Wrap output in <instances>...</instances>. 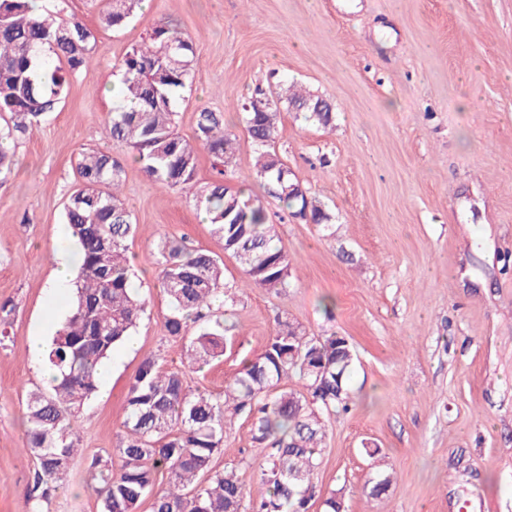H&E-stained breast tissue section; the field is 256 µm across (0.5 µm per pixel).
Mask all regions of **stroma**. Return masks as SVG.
Here are the masks:
<instances>
[{
    "label": "stroma",
    "mask_w": 512,
    "mask_h": 512,
    "mask_svg": "<svg viewBox=\"0 0 512 512\" xmlns=\"http://www.w3.org/2000/svg\"><path fill=\"white\" fill-rule=\"evenodd\" d=\"M48 7L81 20L95 42L92 64L71 78L59 110L17 142V165L0 182V303L15 307L0 342V512H30L35 463L23 451L24 416L42 381L28 344L53 334L71 307L68 295L49 303L50 251L78 159L97 149L123 166L121 198L136 226L131 280L146 311L134 348L112 355L109 389L75 420L82 454L50 512H101L88 463L115 454L141 361L180 366L186 342L165 330L169 302L151 262L165 235L222 255L235 295L215 311L233 326L226 352L188 374L190 388L223 393L280 316L353 346L351 406L325 418L309 512H323L333 495L345 512H512V0H149L118 29L101 25L98 0ZM166 21L194 47L178 133L193 138L208 109L223 113L239 144L221 173L200 151L196 185L220 175L264 198L291 263L287 291L244 287L192 194L155 184L106 131L115 65ZM284 81L336 106L329 130L283 113L274 143L324 203L328 230L267 197L254 171L241 106ZM263 462L249 419L238 417L215 468H236L255 501L266 493ZM387 473L385 494L372 498Z\"/></svg>",
    "instance_id": "35a3bbf8"
}]
</instances>
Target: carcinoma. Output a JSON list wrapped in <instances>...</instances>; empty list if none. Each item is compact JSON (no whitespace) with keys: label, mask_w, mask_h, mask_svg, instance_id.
<instances>
[{"label":"carcinoma","mask_w":512,"mask_h":512,"mask_svg":"<svg viewBox=\"0 0 512 512\" xmlns=\"http://www.w3.org/2000/svg\"><path fill=\"white\" fill-rule=\"evenodd\" d=\"M101 2L100 23L112 28L123 26L140 4ZM94 41V31L78 20L59 22L48 12L35 16L28 0H0V181L12 171L18 139L57 110L69 77L90 65ZM147 41L116 65L122 102L108 114L109 136L133 148L145 174L171 191L193 189L199 149H206L221 167V178L195 191L196 206L249 284L288 288V255L275 242L266 208L245 190L224 185V167L237 151L236 135L224 128V113L201 110L191 141L176 130L177 95L191 74L189 39L166 22L153 27ZM281 103L325 129L331 126V103L294 82L280 85L275 103L254 97L243 104L256 177L283 207L327 228L331 217L324 205L307 197L288 165L271 151ZM77 171L80 187L65 205V223L81 247V276L70 313L45 354L56 372L51 391L32 390L26 403L24 451L35 461L32 512H48L70 469L77 451L74 419L97 391V365L125 344L144 312L131 287L126 255L136 225L120 198L122 164L108 152L92 150L81 155ZM152 263L171 305L167 334L184 338L190 328L195 332L181 360L183 369L163 370L155 358L143 359L126 397L117 448L120 468L113 469L110 456H95L89 463L101 512H137L147 495L153 497L152 512H308L305 494L320 464L323 414L345 411L351 400L347 380L356 360L353 347L343 336H312L279 317L263 353L242 365L224 394L195 392L186 372L224 356L230 332L213 317L214 306L231 298L224 263L183 238L168 236L158 240ZM306 363L312 369L304 368ZM318 371L322 386L316 388ZM290 380L301 389L289 387ZM245 411L255 448L264 453L260 479L267 487L264 497L247 506L236 471L214 469L216 456L224 453L228 425ZM161 474L166 487L157 491Z\"/></svg>","instance_id":"obj_1"}]
</instances>
